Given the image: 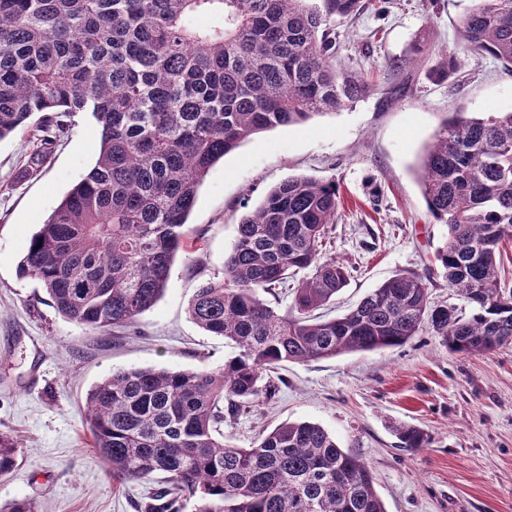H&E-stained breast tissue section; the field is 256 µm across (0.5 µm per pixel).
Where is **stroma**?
<instances>
[{
  "mask_svg": "<svg viewBox=\"0 0 512 512\" xmlns=\"http://www.w3.org/2000/svg\"><path fill=\"white\" fill-rule=\"evenodd\" d=\"M471 0H389L339 27L344 68L369 74L373 89L355 107L254 135L206 175L187 225L205 248L178 254L161 299L139 318L141 335L99 334L59 315L40 284L19 277L33 233L93 167L101 131L77 114L39 168L34 146L0 141V431L19 442L18 462L0 478V506L16 498L37 512H135L160 476L112 479L88 443V390L117 370H199L232 353L223 337L188 313L199 285L224 275L237 226L266 193L293 176L335 181L341 208L325 257L350 270L327 308L334 317L404 271L429 279L432 303L466 311L448 288L437 252L448 235L427 210L417 168L442 119L464 109L512 112V73L487 57L465 58L438 84L435 54L453 48ZM433 55L410 59L416 37ZM271 399L224 420V439L248 446L286 421H311L369 466L386 512H512V350L454 353L423 332L404 345L287 363ZM423 429L426 447H400L396 430Z\"/></svg>",
  "mask_w": 512,
  "mask_h": 512,
  "instance_id": "stroma-1",
  "label": "stroma"
}]
</instances>
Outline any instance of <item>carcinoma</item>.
<instances>
[{"label":"carcinoma","mask_w":512,"mask_h":512,"mask_svg":"<svg viewBox=\"0 0 512 512\" xmlns=\"http://www.w3.org/2000/svg\"><path fill=\"white\" fill-rule=\"evenodd\" d=\"M383 0H0V140L36 143L29 167L79 113L101 127L95 164L32 235L18 272L82 327L131 328L161 298L209 169L263 131L351 108L367 77L339 71L336 24ZM211 15L212 25L194 18ZM459 50L429 76L444 82L461 54L512 66V0H474ZM427 209L448 227L438 253L468 316L433 305L415 272L399 273L341 317L310 312L345 286L322 256L339 209L336 184L292 177L242 218L224 277L197 288L192 320L233 353L195 371L119 370L87 393L83 425L112 478L154 474L164 486L136 512H385L362 458L319 424L284 422L250 446L224 441L232 416L272 394L284 363L401 346L425 330L463 354L512 349V113L445 117L420 157ZM303 274L283 311L265 295ZM407 448L428 436L397 429ZM19 443L0 432V476Z\"/></svg>","instance_id":"1"}]
</instances>
